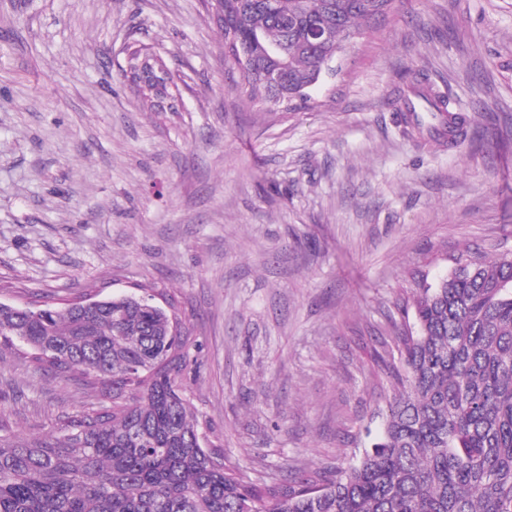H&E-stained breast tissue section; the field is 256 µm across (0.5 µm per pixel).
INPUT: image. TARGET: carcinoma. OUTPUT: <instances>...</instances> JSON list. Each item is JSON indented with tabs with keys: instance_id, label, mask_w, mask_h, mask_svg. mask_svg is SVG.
Returning a JSON list of instances; mask_svg holds the SVG:
<instances>
[{
	"instance_id": "cac0c4a2",
	"label": "carcinoma",
	"mask_w": 512,
	"mask_h": 512,
	"mask_svg": "<svg viewBox=\"0 0 512 512\" xmlns=\"http://www.w3.org/2000/svg\"><path fill=\"white\" fill-rule=\"evenodd\" d=\"M224 59L245 104L286 112L394 0H222ZM336 39H310L313 27ZM283 48L277 61L265 47ZM133 45L126 72L145 67ZM282 66L270 85L264 72ZM394 101L403 133L447 131L468 145L469 119L421 72ZM413 327L381 433L356 460L294 486L244 480L207 442L179 375L192 343L162 308L132 295L63 308L0 305V338L34 351L38 369L78 371L111 404L39 437L0 435V512H512V251L466 252L418 286Z\"/></svg>"
}]
</instances>
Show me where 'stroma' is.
Instances as JSON below:
<instances>
[{"label": "stroma", "mask_w": 512, "mask_h": 512, "mask_svg": "<svg viewBox=\"0 0 512 512\" xmlns=\"http://www.w3.org/2000/svg\"><path fill=\"white\" fill-rule=\"evenodd\" d=\"M134 40L175 75L174 111L127 84ZM333 67L269 112L241 103L203 0H0V302L163 290L210 444L268 484L367 446L414 273L512 249V0H397ZM415 70L469 116L465 149L395 124ZM102 403L0 339V431Z\"/></svg>", "instance_id": "stroma-1"}]
</instances>
